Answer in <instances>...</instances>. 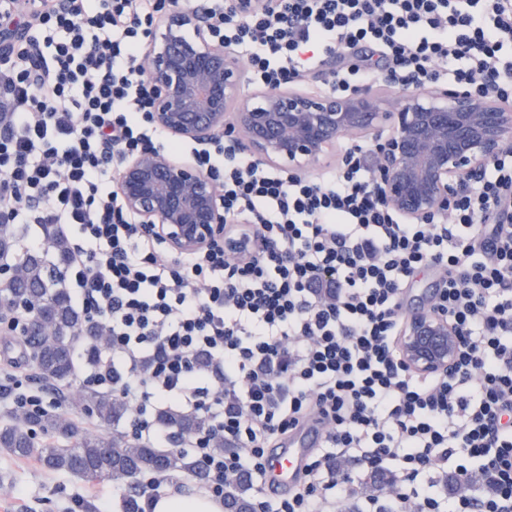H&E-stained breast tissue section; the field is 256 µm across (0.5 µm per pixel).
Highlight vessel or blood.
<instances>
[{"label":"vessel or blood","instance_id":"obj_1","mask_svg":"<svg viewBox=\"0 0 512 512\" xmlns=\"http://www.w3.org/2000/svg\"><path fill=\"white\" fill-rule=\"evenodd\" d=\"M324 436L321 427L305 424L280 442L269 453V489L283 492L296 485L314 448L319 447Z\"/></svg>","mask_w":512,"mask_h":512}]
</instances>
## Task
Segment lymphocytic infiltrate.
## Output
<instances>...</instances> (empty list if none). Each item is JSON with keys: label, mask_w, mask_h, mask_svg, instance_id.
I'll return each mask as SVG.
<instances>
[{"label": "lymphocytic infiltrate", "mask_w": 512, "mask_h": 512, "mask_svg": "<svg viewBox=\"0 0 512 512\" xmlns=\"http://www.w3.org/2000/svg\"><path fill=\"white\" fill-rule=\"evenodd\" d=\"M164 0H0V22L31 16L29 38L0 55V224H51L73 235L76 299L106 335L74 341L83 384L132 403L127 434L172 441L161 407L201 414L183 441L207 489L266 476L265 454L299 424L325 440L301 485L259 512H334L354 494L331 464L396 466L393 512H442L417 484L463 458L482 497L452 512H512V150L457 194L447 216L405 223L370 188L362 145L320 181L281 175L214 141L196 158L224 197V233L255 244L248 259L214 244L170 257L112 188L118 162L181 143L150 120L154 88L142 57ZM212 0L210 31L245 50L251 80L275 89L369 45L330 72L335 93L376 81L404 91L448 79L512 98V0ZM46 53L33 57V48ZM425 268L441 271L437 310L461 332L448 373L402 362L401 295ZM224 439L232 454L214 452Z\"/></svg>", "instance_id": "obj_1"}]
</instances>
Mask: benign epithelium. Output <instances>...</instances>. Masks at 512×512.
<instances>
[{
    "label": "benign epithelium",
    "instance_id": "7a95c632",
    "mask_svg": "<svg viewBox=\"0 0 512 512\" xmlns=\"http://www.w3.org/2000/svg\"><path fill=\"white\" fill-rule=\"evenodd\" d=\"M154 87L152 122L170 138L207 145L229 133L257 161L300 170L348 136L371 141L372 187L411 224L448 213L455 192L512 148V103L436 84L380 96L291 87L242 93L239 57L212 38L208 12L161 14L145 52ZM115 191L145 232L176 254L224 238V201L197 164L150 148L122 160ZM459 332L431 307L405 319L400 353L419 374L446 373Z\"/></svg>",
    "mask_w": 512,
    "mask_h": 512
}]
</instances>
